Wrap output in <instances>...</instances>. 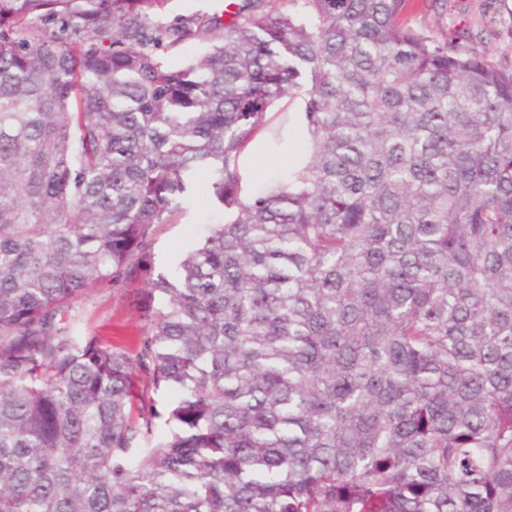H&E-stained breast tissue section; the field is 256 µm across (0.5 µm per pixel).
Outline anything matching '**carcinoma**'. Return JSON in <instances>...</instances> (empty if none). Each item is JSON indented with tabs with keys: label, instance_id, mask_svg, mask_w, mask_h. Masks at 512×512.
<instances>
[{
	"label": "carcinoma",
	"instance_id": "1",
	"mask_svg": "<svg viewBox=\"0 0 512 512\" xmlns=\"http://www.w3.org/2000/svg\"><path fill=\"white\" fill-rule=\"evenodd\" d=\"M169 2L0 0V512H512V67L438 0ZM136 281L134 347L79 330ZM289 116V123L288 127L290 130V137L288 139V164L293 161V159L297 156V154L294 152L293 148H295L296 151L303 149V147L306 144L307 137H306V130L303 123V120H301V107L298 100H293L288 104V108L286 109ZM288 164H285L282 162L279 169L276 170V172H280L283 168L287 167ZM264 144L265 137L263 135L258 136L245 151L242 158V166L248 176H264L271 182L274 180L271 175L273 167L269 165L266 155L263 153ZM213 214L207 197L198 195L178 223L165 224L158 229L154 244V275L175 270L184 255L206 236L214 222Z\"/></svg>",
	"mask_w": 512,
	"mask_h": 512
}]
</instances>
